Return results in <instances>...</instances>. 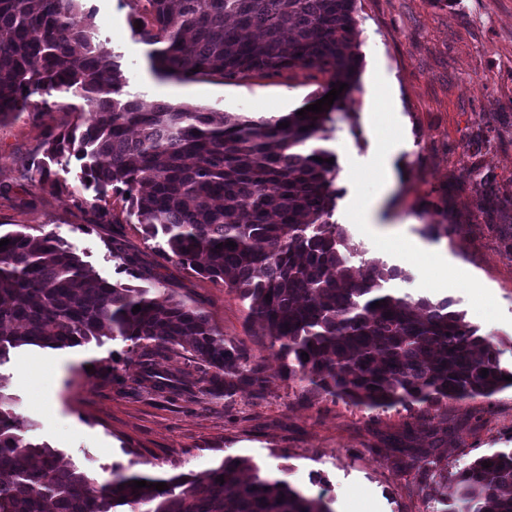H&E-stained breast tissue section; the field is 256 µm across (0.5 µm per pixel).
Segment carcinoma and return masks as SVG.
<instances>
[{
  "mask_svg": "<svg viewBox=\"0 0 512 512\" xmlns=\"http://www.w3.org/2000/svg\"><path fill=\"white\" fill-rule=\"evenodd\" d=\"M82 2L0 0V124L29 110L34 95L45 106L50 99L82 102L79 123L45 130L42 157L26 180L61 194L66 186L52 178L51 165L73 157L101 218L108 193L129 195L127 215L155 241L160 258L237 291L278 346L288 376L313 391L368 410H429L512 387L502 379L499 350L464 313L446 300L384 288L406 279L396 267L372 264L360 276L351 265L358 248L333 220L341 196L336 164L326 163L333 154L316 141L357 88V0H134L142 22L134 33L154 46L149 58L161 78L192 82L302 67L329 75V91L347 84L332 106L304 118H229L165 101L142 108L125 92L121 64L97 40ZM3 239L10 243L0 248V366L24 346L120 338L138 358L139 382L161 393L186 392L176 375L156 368L155 359L177 349L199 367L207 394L262 393L265 378L245 350L225 343L204 311L164 290L157 273L139 271L137 257L117 244L111 249L119 266L149 285L89 274L52 231L0 232ZM7 386L0 374V512H331L323 497L229 457L201 475L168 478L115 464L112 480L98 486L27 436L34 421L11 409ZM136 480L148 486L136 489ZM452 481L461 508L449 512H512V452L480 456ZM157 482L166 489L150 487Z\"/></svg>",
  "mask_w": 512,
  "mask_h": 512,
  "instance_id": "carcinoma-1",
  "label": "carcinoma"
}]
</instances>
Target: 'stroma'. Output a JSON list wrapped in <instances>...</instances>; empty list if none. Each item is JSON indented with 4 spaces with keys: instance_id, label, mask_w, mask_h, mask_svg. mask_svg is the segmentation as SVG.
Masks as SVG:
<instances>
[{
    "instance_id": "35a3bbf8",
    "label": "stroma",
    "mask_w": 512,
    "mask_h": 512,
    "mask_svg": "<svg viewBox=\"0 0 512 512\" xmlns=\"http://www.w3.org/2000/svg\"><path fill=\"white\" fill-rule=\"evenodd\" d=\"M83 7L93 14L99 40L119 55L128 93L146 107L166 101L251 114L267 100L290 112L327 81L313 68L162 80L151 68L150 45L130 27L133 0H85ZM358 19V88L335 113L323 146L337 153L338 166L354 162L360 174L338 182L334 218L363 252L357 269L371 262L397 267L407 278L392 281V289L451 300L497 343L501 368L512 372V249L498 230L512 216V0H360ZM374 86L388 90L398 107L371 132L363 109ZM76 120L61 102L0 125V224L56 232L87 268L113 283L135 279L112 259L111 240L143 266L163 265L166 287L202 308L226 342L245 347L266 384L259 395L247 389L230 399L202 395L195 363L171 353L160 369L191 389L171 399L138 383L139 365L120 339L15 352L0 367L13 409L34 421L33 437L56 449L62 465L103 484L116 463L167 477L202 474L239 458L261 475L323 496L331 512H343L355 491L361 512H447L452 474L479 456L512 450V388L452 401L438 412L400 405L370 411L310 393L284 375L269 337L260 336L247 303L223 280L161 264L140 225L97 223L85 205L94 192L80 180L79 161L56 168L65 194L22 184L21 174L42 153L45 129L64 130ZM386 152L395 158V176L380 220L406 235L400 248L368 236L353 216L355 199L372 191ZM437 210L447 211L451 231L434 239L423 228ZM415 448L435 462L428 477L417 470Z\"/></svg>"
}]
</instances>
